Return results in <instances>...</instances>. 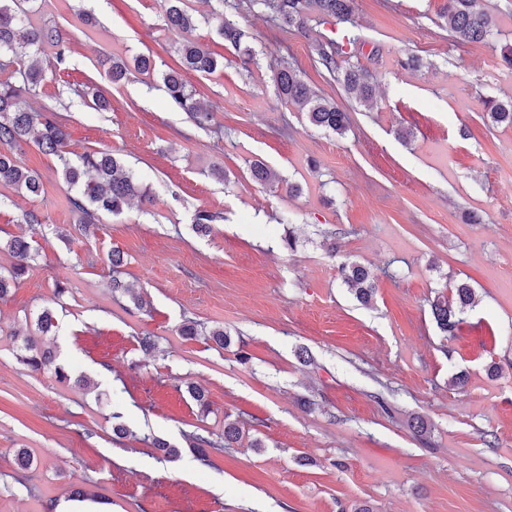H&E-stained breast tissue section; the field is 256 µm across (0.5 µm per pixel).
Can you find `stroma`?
Segmentation results:
<instances>
[{
	"label": "stroma",
	"instance_id": "stroma-1",
	"mask_svg": "<svg viewBox=\"0 0 512 512\" xmlns=\"http://www.w3.org/2000/svg\"><path fill=\"white\" fill-rule=\"evenodd\" d=\"M497 21L486 42L461 45L441 17L444 0H355L365 40L353 60L373 76L372 102L347 97L312 64V47L258 7L236 24L260 52L259 69L210 21L217 0H189L196 35L223 58L212 74H187L209 109V129L173 108L161 76L178 68L179 35L160 0H53L41 21L75 26L67 70L49 76L28 108L65 107L69 149L112 150L148 186L151 203L101 215L83 231L66 206L56 158L31 142L18 159L37 170L40 197L0 188V238L34 236L39 253L0 301V512H48L75 491L107 512H512V127L491 124L482 100L512 97V0H480ZM93 31L78 30L81 18ZM152 58L153 75L112 87L97 60ZM419 57L416 70L401 67ZM297 68L350 119L344 135L312 126L278 95L269 62ZM110 87L108 110L74 84ZM282 179L253 181L254 161ZM224 168L223 179L210 174ZM298 184L288 195L285 183ZM219 213L210 234L196 211ZM41 225L23 224V211ZM293 224H282V215ZM295 250L282 245L286 234ZM370 268L371 306L343 285L330 248ZM150 305L113 298L109 257ZM69 292L54 344L71 383L16 358L13 332L29 333L52 306L55 280ZM476 291L454 335L438 328L435 297L458 282ZM223 326L231 343L180 336L185 318ZM149 336L156 351L141 349ZM496 372H489V365ZM468 377L465 388L451 382ZM94 388L76 384L79 376ZM199 385L201 416L181 383ZM130 431L119 439L112 415ZM422 417L421 442L410 426ZM237 421L236 447L203 464L185 434L220 435ZM155 435L180 448L166 459ZM263 448H251L252 439ZM32 463L19 469L18 449ZM223 494H216V487Z\"/></svg>",
	"mask_w": 512,
	"mask_h": 512
}]
</instances>
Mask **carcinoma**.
Wrapping results in <instances>:
<instances>
[{"instance_id": "carcinoma-1", "label": "carcinoma", "mask_w": 512, "mask_h": 512, "mask_svg": "<svg viewBox=\"0 0 512 512\" xmlns=\"http://www.w3.org/2000/svg\"><path fill=\"white\" fill-rule=\"evenodd\" d=\"M222 9L214 12L217 32L238 53L245 70L257 56L256 49L246 40L245 33L224 17V10L237 11L242 0H219ZM249 5L259 6L271 14L282 27L295 29L311 39L316 57L314 67L324 68L341 84L345 93L359 100L372 98L373 83L367 71L350 63L348 47L364 45L353 18V0H248ZM49 0H0V186L11 188L23 196H37L43 191L40 175L18 162L16 151L21 142L33 138L34 143L46 155L59 163L62 179L75 190L68 198L70 212L75 223L84 230L99 223L102 213L120 215L136 199L150 200L147 187L138 180L115 154L104 150L87 151L73 161L65 147L70 138L66 117L58 107L44 105L39 110L23 106L22 95L33 92L46 80V73L38 65L36 56L50 54L58 70L67 69L71 32L57 26L48 27L37 20L36 15ZM168 25L181 35L179 46L182 71L211 74L222 62L194 36L197 18L188 10L186 0H161ZM315 14L318 23H332L336 36L322 34L311 38L309 15ZM448 30L461 44L481 43L492 35L495 20L482 9L479 0H445L443 8ZM109 80L119 85L128 80L130 68L126 61L112 54L102 60ZM272 79L280 96L301 107L309 123L315 127L344 135L349 127V116L334 101L312 90L299 71L282 63L270 65ZM182 71L171 70L162 77L168 98L173 107L187 112L192 123L206 128L212 113L194 100L187 89ZM486 116L495 125L512 127V98L487 99L484 102ZM218 214L199 210L195 214L193 228L207 233ZM12 258L10 269L0 272V300L11 293L21 278L29 271L37 249L32 241L23 236H13L0 245ZM112 290L130 297L138 309L147 306L143 296L131 291L128 283L120 278L124 258L120 251L111 255ZM338 272L344 285L362 304L371 303L376 283L367 267L356 263H341ZM475 300L474 289L460 282L451 289V295L440 296L433 303V315L440 330L454 335L462 321L461 315ZM56 328L52 310L45 308L37 317L36 329L48 336ZM182 336L205 334L223 347L228 341L224 327L215 326L205 333L199 332V323L184 320L179 329ZM19 363L33 372L53 369L62 382L70 380L65 368L56 364V354L50 348L37 345L27 339L17 354ZM241 438L240 429L234 422L224 424V434L214 439L201 434H187L188 448L196 452L199 460L208 461L209 454L232 448Z\"/></svg>"}]
</instances>
